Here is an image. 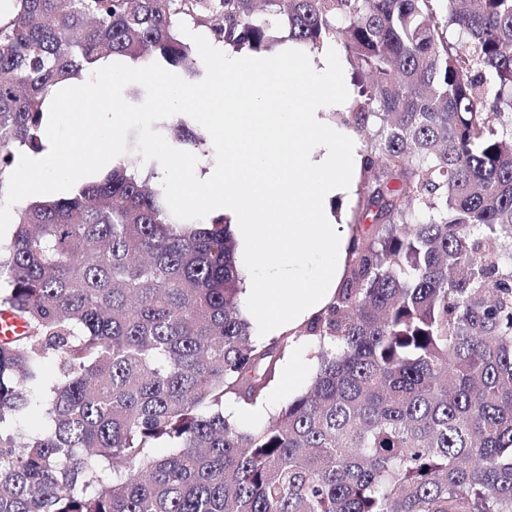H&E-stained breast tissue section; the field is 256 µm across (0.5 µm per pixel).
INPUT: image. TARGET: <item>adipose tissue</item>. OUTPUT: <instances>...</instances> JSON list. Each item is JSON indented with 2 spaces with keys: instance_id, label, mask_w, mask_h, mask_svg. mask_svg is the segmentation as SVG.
<instances>
[{
  "instance_id": "1",
  "label": "adipose tissue",
  "mask_w": 512,
  "mask_h": 512,
  "mask_svg": "<svg viewBox=\"0 0 512 512\" xmlns=\"http://www.w3.org/2000/svg\"><path fill=\"white\" fill-rule=\"evenodd\" d=\"M191 37L204 45L199 83L180 82L158 67L118 69L106 60L93 75L58 86L49 97L44 148L18 153L11 190L0 198V224L13 223L25 203L92 181L122 160V127L190 115L209 131L216 163L199 166L160 143L150 145L148 159L166 167L168 196L229 218L254 333L293 338L281 388L291 396L315 366L311 339L297 331L327 309L351 261L348 226L331 202L355 193L363 156L354 132L327 120L328 113L349 109L351 92L336 45L312 58L244 57L208 33ZM134 83L151 87L152 113L124 107L122 92ZM65 121L68 137L58 133ZM87 140L98 146L91 161L79 157Z\"/></svg>"
}]
</instances>
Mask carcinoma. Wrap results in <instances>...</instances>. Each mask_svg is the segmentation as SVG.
Returning a JSON list of instances; mask_svg holds the SVG:
<instances>
[{
	"instance_id": "1",
	"label": "carcinoma",
	"mask_w": 512,
	"mask_h": 512,
	"mask_svg": "<svg viewBox=\"0 0 512 512\" xmlns=\"http://www.w3.org/2000/svg\"><path fill=\"white\" fill-rule=\"evenodd\" d=\"M13 2L0 188L57 84L108 57L197 74L179 19L254 53L339 42L366 79L344 122L379 120L383 171L336 299L298 331L309 386L247 430L225 405L263 402L291 341L251 340L224 216L184 219L132 160L22 208L0 241V315L21 322L0 339V512H512V0Z\"/></svg>"
}]
</instances>
